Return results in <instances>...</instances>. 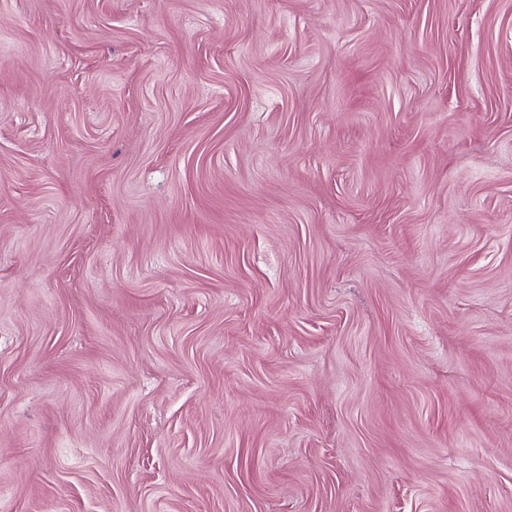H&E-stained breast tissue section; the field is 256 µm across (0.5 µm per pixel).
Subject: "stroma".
Wrapping results in <instances>:
<instances>
[{
  "label": "stroma",
  "instance_id": "35a3bbf8",
  "mask_svg": "<svg viewBox=\"0 0 512 512\" xmlns=\"http://www.w3.org/2000/svg\"><path fill=\"white\" fill-rule=\"evenodd\" d=\"M0 512H512V0H0Z\"/></svg>",
  "mask_w": 512,
  "mask_h": 512
}]
</instances>
